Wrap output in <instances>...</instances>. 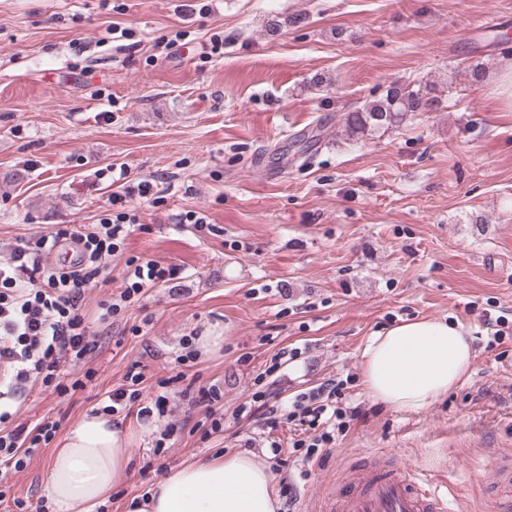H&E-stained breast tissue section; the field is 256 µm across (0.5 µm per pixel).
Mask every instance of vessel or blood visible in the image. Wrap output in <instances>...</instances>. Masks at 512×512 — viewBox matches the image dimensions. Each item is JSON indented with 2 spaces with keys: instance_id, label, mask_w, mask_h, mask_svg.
I'll use <instances>...</instances> for the list:
<instances>
[{
  "instance_id": "1",
  "label": "vessel or blood",
  "mask_w": 512,
  "mask_h": 512,
  "mask_svg": "<svg viewBox=\"0 0 512 512\" xmlns=\"http://www.w3.org/2000/svg\"><path fill=\"white\" fill-rule=\"evenodd\" d=\"M447 495L418 484L401 467L359 469L328 495L325 512H448Z\"/></svg>"
}]
</instances>
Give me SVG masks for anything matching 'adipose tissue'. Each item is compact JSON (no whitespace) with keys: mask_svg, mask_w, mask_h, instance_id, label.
Returning <instances> with one entry per match:
<instances>
[{"mask_svg":"<svg viewBox=\"0 0 512 512\" xmlns=\"http://www.w3.org/2000/svg\"><path fill=\"white\" fill-rule=\"evenodd\" d=\"M473 360L472 338L459 323L404 321L370 337L361 378L374 400L400 409L428 407L462 383ZM130 461L120 426L94 416L71 428L52 455L45 485L54 512H95ZM273 474L255 453L197 460L171 469L134 512H278Z\"/></svg>","mask_w":512,"mask_h":512,"instance_id":"obj_1","label":"adipose tissue"}]
</instances>
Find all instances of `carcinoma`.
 <instances>
[{
    "mask_svg": "<svg viewBox=\"0 0 512 512\" xmlns=\"http://www.w3.org/2000/svg\"><path fill=\"white\" fill-rule=\"evenodd\" d=\"M440 107L434 85L426 83L409 89L393 83L382 97L343 114L341 133L350 141L363 142L381 130L399 126L413 112H434Z\"/></svg>",
    "mask_w": 512,
    "mask_h": 512,
    "instance_id": "carcinoma-1",
    "label": "carcinoma"
}]
</instances>
